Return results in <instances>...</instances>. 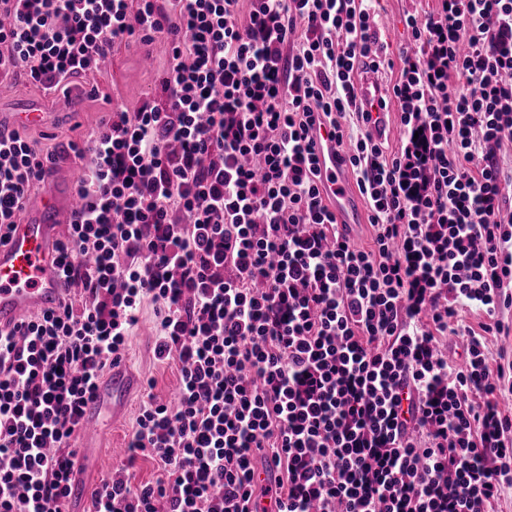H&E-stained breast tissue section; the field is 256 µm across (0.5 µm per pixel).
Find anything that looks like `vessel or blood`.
Returning a JSON list of instances; mask_svg holds the SVG:
<instances>
[{
	"mask_svg": "<svg viewBox=\"0 0 512 512\" xmlns=\"http://www.w3.org/2000/svg\"><path fill=\"white\" fill-rule=\"evenodd\" d=\"M362 85L364 99L373 106L371 125L383 127L385 114L376 107L380 91L371 77H363ZM50 123V114L37 105L0 114V127L7 130L46 127ZM314 152L338 223H351L357 217V206L348 174L336 157L332 129L325 127L316 133ZM75 184V178L52 173L46 184L29 196L25 216L12 225L7 241L0 243V329L14 328L31 315L59 307L65 288L57 249L63 227L79 208ZM133 387V378L120 366H113L110 377L85 401L75 432L79 448L86 451L96 446L104 425L103 409L120 415Z\"/></svg>",
	"mask_w": 512,
	"mask_h": 512,
	"instance_id": "1",
	"label": "vessel or blood"
}]
</instances>
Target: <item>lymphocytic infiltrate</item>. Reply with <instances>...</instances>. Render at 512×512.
Masks as SVG:
<instances>
[{"label": "lymphocytic infiltrate", "mask_w": 512, "mask_h": 512, "mask_svg": "<svg viewBox=\"0 0 512 512\" xmlns=\"http://www.w3.org/2000/svg\"><path fill=\"white\" fill-rule=\"evenodd\" d=\"M407 15L387 150L362 74L374 0H0V74L51 90L115 46L167 45L164 104L106 112L58 246L68 299L0 331V512H62L89 395L144 303L176 405L146 393L94 512H497L512 490V0ZM370 249L325 203L322 126ZM56 161L0 131V242ZM484 315L480 328L459 318ZM462 338L463 366L442 343ZM156 481L132 483L139 457ZM277 469L254 483L257 465Z\"/></svg>", "instance_id": "lymphocytic-infiltrate-1"}]
</instances>
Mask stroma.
Returning <instances> with one entry per match:
<instances>
[{
	"instance_id": "obj_1",
	"label": "stroma",
	"mask_w": 512,
	"mask_h": 512,
	"mask_svg": "<svg viewBox=\"0 0 512 512\" xmlns=\"http://www.w3.org/2000/svg\"><path fill=\"white\" fill-rule=\"evenodd\" d=\"M436 0H379L381 40L388 46L390 56H397L400 44L406 38L403 25L405 14L421 16L433 12ZM166 67V56L160 48L146 49L132 43L118 46L110 65L92 74L63 81L57 88L44 90L7 77L0 85V113L11 112L22 103H38L47 111L57 113L55 126L27 130L26 135L48 151L63 152L69 142H80L96 129L104 113L111 108L132 110L143 102L154 99L158 79ZM155 314L153 304H144L140 324L123 359L137 376L140 384L130 397L125 414L106 423L84 470L85 478L94 483L111 474L125 458V449L140 412L143 384L153 382V393L158 400H173L179 388V372L171 361H160L154 354Z\"/></svg>"
}]
</instances>
